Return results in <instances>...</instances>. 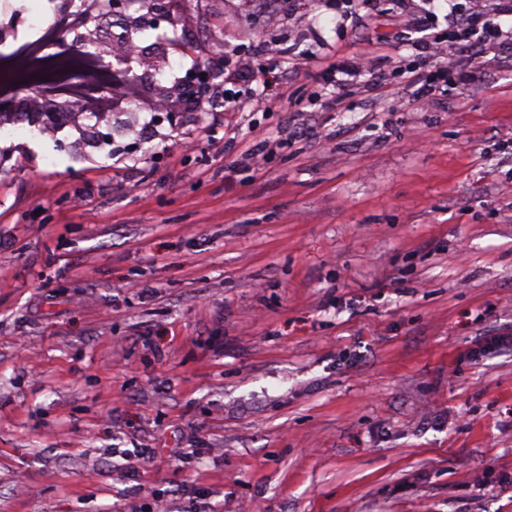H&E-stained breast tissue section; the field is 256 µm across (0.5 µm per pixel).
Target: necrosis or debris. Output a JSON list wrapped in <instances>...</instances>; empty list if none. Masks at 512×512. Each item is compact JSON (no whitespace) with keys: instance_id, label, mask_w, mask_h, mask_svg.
<instances>
[{"instance_id":"1","label":"necrosis or debris","mask_w":512,"mask_h":512,"mask_svg":"<svg viewBox=\"0 0 512 512\" xmlns=\"http://www.w3.org/2000/svg\"><path fill=\"white\" fill-rule=\"evenodd\" d=\"M40 14L20 10L19 0H0V18L20 14L22 28L0 30V88L34 86L43 105L67 104L86 111L88 121L108 117L109 103L96 97L98 84L111 83L112 68L100 61L87 38L110 0H45Z\"/></svg>"}]
</instances>
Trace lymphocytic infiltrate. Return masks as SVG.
I'll return each mask as SVG.
<instances>
[{
  "label": "lymphocytic infiltrate",
  "mask_w": 512,
  "mask_h": 512,
  "mask_svg": "<svg viewBox=\"0 0 512 512\" xmlns=\"http://www.w3.org/2000/svg\"><path fill=\"white\" fill-rule=\"evenodd\" d=\"M448 6L445 18H438L435 12L428 10L414 24L418 37L412 48L421 66L411 70L407 77L404 91L407 102L426 101L437 82L449 74L456 73L463 81H470L488 66L486 50L512 40V28L504 29L500 22L503 15L512 16V0H506L504 7L496 10L487 8L484 0H448ZM442 20L447 23L443 29L438 26ZM298 65L315 69L318 75L331 79L339 88L374 74L380 67L376 57L365 54L342 58L332 54L320 58L305 56L299 58ZM254 81V87L243 94L225 90V108L235 110L244 103L252 107L278 103L283 91L277 66L260 70Z\"/></svg>",
  "instance_id": "obj_1"
}]
</instances>
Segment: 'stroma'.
<instances>
[{
	"mask_svg": "<svg viewBox=\"0 0 512 512\" xmlns=\"http://www.w3.org/2000/svg\"><path fill=\"white\" fill-rule=\"evenodd\" d=\"M156 8L144 110L0 142V512H512V45L425 104L284 63L228 112L264 45L412 65L423 0ZM279 69L276 65L271 64L268 68L259 71V74L253 76L251 83L246 91H234L231 89L224 90V109H238L242 103L249 106H272L279 103L280 98L285 92L280 87ZM256 83L253 88L252 84ZM241 92V93H240ZM246 97L243 99V95Z\"/></svg>",
	"mask_w": 512,
	"mask_h": 512,
	"instance_id": "stroma-1",
	"label": "stroma"
}]
</instances>
